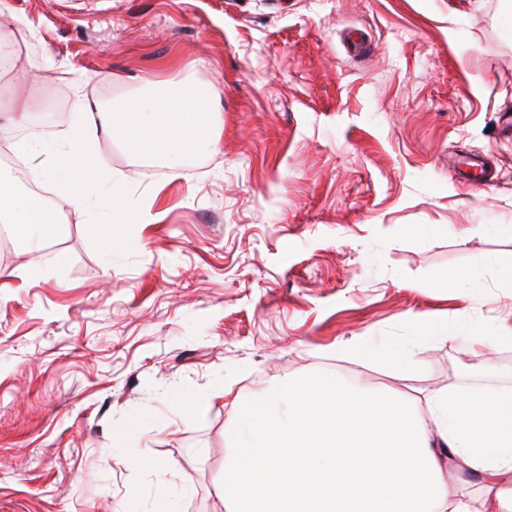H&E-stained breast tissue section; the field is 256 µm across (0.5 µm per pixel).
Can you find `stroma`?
<instances>
[{"instance_id":"35a3bbf8","label":"stroma","mask_w":512,"mask_h":512,"mask_svg":"<svg viewBox=\"0 0 512 512\" xmlns=\"http://www.w3.org/2000/svg\"><path fill=\"white\" fill-rule=\"evenodd\" d=\"M20 27V138L76 149L78 100L156 83L203 85L223 125L174 166L100 136L82 210L0 251V512H224L228 389L512 382V348L473 343L512 327V0H0ZM472 159L487 186L461 185ZM116 195L141 221L110 251ZM459 272L474 289L443 287ZM366 339L419 364L345 354ZM448 482L483 512L480 473Z\"/></svg>"}]
</instances>
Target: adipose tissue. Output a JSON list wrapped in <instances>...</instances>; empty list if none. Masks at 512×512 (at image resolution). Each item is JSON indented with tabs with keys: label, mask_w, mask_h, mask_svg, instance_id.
<instances>
[{
	"label": "adipose tissue",
	"mask_w": 512,
	"mask_h": 512,
	"mask_svg": "<svg viewBox=\"0 0 512 512\" xmlns=\"http://www.w3.org/2000/svg\"><path fill=\"white\" fill-rule=\"evenodd\" d=\"M79 142L120 135L145 159L177 162L214 132L204 93L156 87L134 108L113 111L83 99ZM29 110L0 122V141L34 162L35 178L64 179L59 200L0 178V229L40 244L65 211L83 207L94 159L17 138ZM233 418L224 457L225 512H463L445 470L457 458L484 475L483 512H512V393L469 389L405 397L349 383L333 372L304 374L259 399L225 394Z\"/></svg>",
	"instance_id": "adipose-tissue-1"
}]
</instances>
